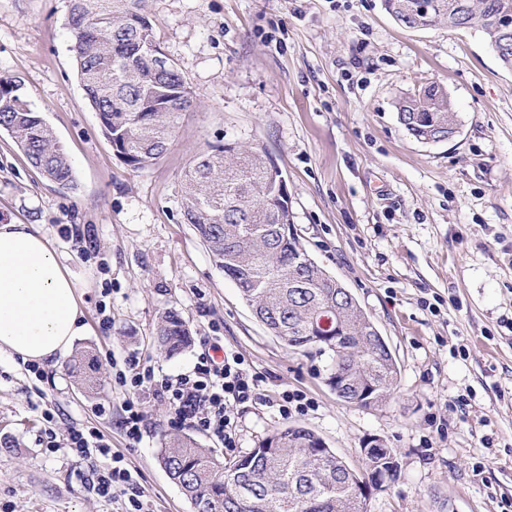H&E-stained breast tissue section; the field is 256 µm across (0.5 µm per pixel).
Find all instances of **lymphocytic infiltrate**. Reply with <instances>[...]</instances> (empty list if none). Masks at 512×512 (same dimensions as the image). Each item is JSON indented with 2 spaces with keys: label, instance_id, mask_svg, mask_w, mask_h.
Returning <instances> with one entry per match:
<instances>
[{
  "label": "lymphocytic infiltrate",
  "instance_id": "obj_1",
  "mask_svg": "<svg viewBox=\"0 0 512 512\" xmlns=\"http://www.w3.org/2000/svg\"><path fill=\"white\" fill-rule=\"evenodd\" d=\"M119 385L133 391H143L167 401L173 407L171 427L194 428L217 437L225 451L238 446L236 425L228 407L258 398L261 378L249 372L241 355L222 354L217 337L204 340L191 372L177 379L156 376L151 366L130 358L124 370L115 375ZM49 422L46 432L48 447L65 443L83 459L89 460L94 475L92 488L103 498L122 497L123 512H146V491L122 454L112 452L105 436L84 427L69 428L65 439H58L51 424L54 415L43 410Z\"/></svg>",
  "mask_w": 512,
  "mask_h": 512
}]
</instances>
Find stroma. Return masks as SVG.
<instances>
[{"label":"stroma","instance_id":"1","mask_svg":"<svg viewBox=\"0 0 512 512\" xmlns=\"http://www.w3.org/2000/svg\"><path fill=\"white\" fill-rule=\"evenodd\" d=\"M67 0H0V75L66 148L75 186L32 167L0 130V222L54 239L77 283L84 330L43 379L0 355V512H121L85 482L88 463L41 442L98 428L141 475L149 512H194L158 461L169 407L144 401L143 438L121 424L129 392L113 368L137 357L160 374L189 373L206 337L262 376L259 399L232 409L245 454L276 430L310 429L354 469L365 439H383L396 481L367 512H512V70L483 34L397 25L383 0H147L156 37L194 106L151 167L123 163L84 100ZM440 83L459 131L417 141L396 103ZM231 141L266 150L288 181L293 222L310 257L340 281L391 348L398 386L381 404L339 400L329 359L296 353L253 316L191 225L181 183L201 155ZM175 309L192 342L161 355V312ZM86 353L97 383L78 384ZM315 406L282 417L283 391Z\"/></svg>","mask_w":512,"mask_h":512}]
</instances>
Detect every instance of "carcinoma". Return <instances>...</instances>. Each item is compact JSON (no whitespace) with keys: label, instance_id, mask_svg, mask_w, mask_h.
I'll use <instances>...</instances> for the list:
<instances>
[{"label":"carcinoma","instance_id":"carcinoma-1","mask_svg":"<svg viewBox=\"0 0 512 512\" xmlns=\"http://www.w3.org/2000/svg\"><path fill=\"white\" fill-rule=\"evenodd\" d=\"M71 50L89 105L116 155L134 169H144L166 152L181 115L193 106L179 65L159 68L160 48L146 10V0H68ZM385 11L407 28L448 22V12L464 15L468 28L493 37L512 21V0H384ZM17 77H0V130L8 132L29 163L62 188L74 187L64 146L41 113L21 94ZM398 119L424 144L448 141L458 130L457 113L442 85L432 83L397 102ZM277 169L264 150L234 142L199 157L181 186V218L192 225L224 275L239 288L256 319L289 350L315 347L328 354L329 378L350 369L354 383L336 391L350 404L366 407L361 390L372 376L375 403L397 383L395 357L373 337L374 323L353 295L301 247L289 199L272 184ZM339 306L343 317L332 347L314 323L317 311ZM187 322L175 310L159 316L155 342L167 357L190 344ZM91 358L81 353L69 364L80 380L94 382ZM320 438L304 427H285L257 448L233 460H220L193 437L164 438L158 455L170 479L192 502L195 512H367V501L354 496L348 478L364 480L388 474L398 465L365 463L353 473Z\"/></svg>","mask_w":512,"mask_h":512}]
</instances>
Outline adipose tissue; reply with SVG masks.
Wrapping results in <instances>:
<instances>
[{
	"label": "adipose tissue",
	"instance_id": "ef3b65f1",
	"mask_svg": "<svg viewBox=\"0 0 512 512\" xmlns=\"http://www.w3.org/2000/svg\"><path fill=\"white\" fill-rule=\"evenodd\" d=\"M77 284L53 241L31 224H0V353L44 364L82 329Z\"/></svg>",
	"mask_w": 512,
	"mask_h": 512
}]
</instances>
